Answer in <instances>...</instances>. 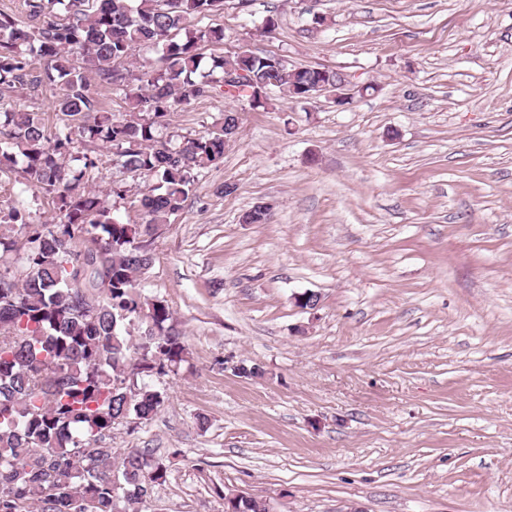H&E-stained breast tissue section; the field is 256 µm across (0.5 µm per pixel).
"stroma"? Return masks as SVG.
Listing matches in <instances>:
<instances>
[{"label": "stroma", "mask_w": 512, "mask_h": 512, "mask_svg": "<svg viewBox=\"0 0 512 512\" xmlns=\"http://www.w3.org/2000/svg\"><path fill=\"white\" fill-rule=\"evenodd\" d=\"M202 24L224 30L204 59L281 55L353 87L257 108L217 91L159 128L180 143L239 117L140 280L187 348L149 379L157 414L112 431L119 452L180 451L140 512H224L230 491L273 512H512V0H224ZM52 99L0 92L51 133ZM93 151L90 187L139 221L152 179ZM259 202L267 223H243ZM0 203L61 219L15 171ZM308 290L319 308L296 305Z\"/></svg>", "instance_id": "obj_1"}]
</instances>
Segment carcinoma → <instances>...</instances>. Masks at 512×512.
I'll list each match as a JSON object with an SVG mask.
<instances>
[{"label":"carcinoma","instance_id":"carcinoma-1","mask_svg":"<svg viewBox=\"0 0 512 512\" xmlns=\"http://www.w3.org/2000/svg\"><path fill=\"white\" fill-rule=\"evenodd\" d=\"M59 2L24 0L23 20L0 13V89L37 91L47 80L62 116L51 135L39 113L0 105V170L22 165L26 183L62 215L33 224L15 207L0 210V512H126L167 481L168 467L146 448L118 453L108 440L115 426L157 413L163 396L142 378L175 371L186 354L169 304L142 296L138 281L154 260L155 229L183 209L194 171L221 161L226 148L222 131L174 145L156 130L173 107L211 96L199 45L223 41L224 28L191 22L224 0H67L63 16ZM137 47L160 51L165 66L134 74L125 63ZM212 69L246 72L228 95L255 106L271 88L299 99L290 86L318 78L250 49L212 60ZM90 73L133 99L126 118L100 110ZM97 142L127 172L156 178L140 200L143 222L120 221L87 189L100 159L79 145ZM136 320L146 329L133 345ZM224 512L269 508L234 496Z\"/></svg>","mask_w":512,"mask_h":512}]
</instances>
